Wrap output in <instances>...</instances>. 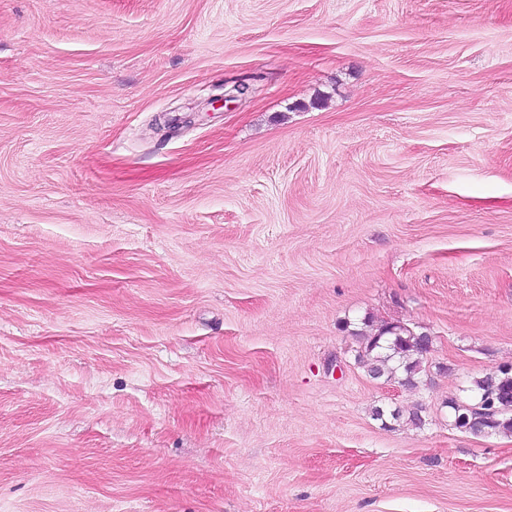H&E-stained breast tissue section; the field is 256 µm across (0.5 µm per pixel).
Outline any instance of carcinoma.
<instances>
[{
    "instance_id": "carcinoma-1",
    "label": "carcinoma",
    "mask_w": 512,
    "mask_h": 512,
    "mask_svg": "<svg viewBox=\"0 0 512 512\" xmlns=\"http://www.w3.org/2000/svg\"><path fill=\"white\" fill-rule=\"evenodd\" d=\"M431 341L424 333H416L401 322H383L370 333L358 334L355 359L373 379H396L403 386L415 387L422 371L424 356L430 352ZM475 403L448 401L454 411L456 428L475 435H512V365H503L472 382ZM390 415L395 422L403 416L416 426L423 424L419 411L395 408L389 412L374 408L376 420Z\"/></svg>"
}]
</instances>
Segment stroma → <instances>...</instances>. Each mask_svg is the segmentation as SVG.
<instances>
[{
    "label": "stroma",
    "mask_w": 512,
    "mask_h": 512,
    "mask_svg": "<svg viewBox=\"0 0 512 512\" xmlns=\"http://www.w3.org/2000/svg\"><path fill=\"white\" fill-rule=\"evenodd\" d=\"M510 364L512 0H0V512H512ZM355 359L369 377L398 379L402 386L416 387L424 356L431 341L401 322H383L370 333H356ZM474 404L449 400L457 429L480 434L512 435V365H503L472 382Z\"/></svg>",
    "instance_id": "obj_1"
}]
</instances>
